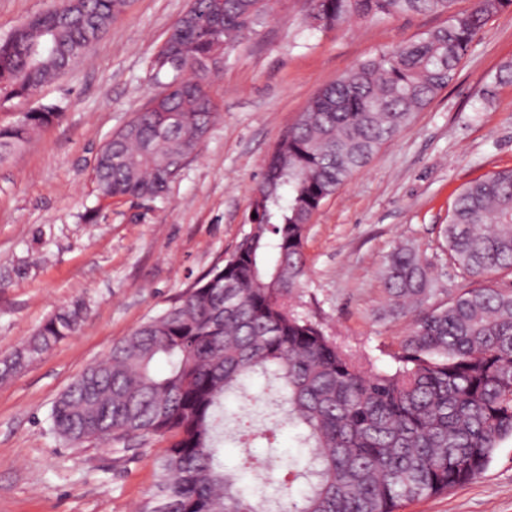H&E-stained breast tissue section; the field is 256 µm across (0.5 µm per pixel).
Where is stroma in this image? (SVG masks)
Returning a JSON list of instances; mask_svg holds the SVG:
<instances>
[{
	"label": "stroma",
	"instance_id": "1",
	"mask_svg": "<svg viewBox=\"0 0 512 512\" xmlns=\"http://www.w3.org/2000/svg\"><path fill=\"white\" fill-rule=\"evenodd\" d=\"M188 0H132L89 56L34 97L0 107V123L43 103L62 115L0 164V356L59 308L84 302L79 332L0 381V512H142L165 442L68 445L49 430L55 399L92 363L167 308L249 232V204L280 135L354 65L446 25L407 14L310 27L305 0H272L269 22L231 54L199 153L151 201L101 199L103 142L163 90L150 66ZM512 9L490 17L453 80L316 213L304 244L301 303L354 352L390 366L412 315L389 316L380 270L393 248L424 252L446 301L477 279L442 252L440 229L469 183L512 168ZM404 512H512V440L476 480Z\"/></svg>",
	"mask_w": 512,
	"mask_h": 512
}]
</instances>
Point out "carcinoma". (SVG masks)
Segmentation results:
<instances>
[{"label":"carcinoma","instance_id":"cac0c4a2","mask_svg":"<svg viewBox=\"0 0 512 512\" xmlns=\"http://www.w3.org/2000/svg\"><path fill=\"white\" fill-rule=\"evenodd\" d=\"M311 24L410 13L448 14V25L357 63L323 89L280 136L253 193L250 231L235 251L86 369L55 400L49 428L80 445L129 436L168 439L156 493L144 512H403L476 479L500 443L512 439V288L491 277L512 269V169L471 182L441 229L443 252L479 278L430 307L435 292L420 249L399 245L383 270L389 311L414 320L393 368L338 344L300 310L303 246L322 203L365 168L448 86L478 31L512 0H306ZM128 0H57L0 40V106L32 95L65 73L105 35ZM269 0H194L152 63L171 91L135 113L98 151L94 176L104 198L163 196L195 156L218 112L214 73L197 62L223 47L229 57L262 26ZM60 116L43 104L0 124V163ZM85 306L49 317L0 359V380L74 335ZM263 381L270 406L297 430L306 453L285 463L301 497L275 480L273 456L252 443L248 410L224 433V399L253 398ZM239 448L224 467V442Z\"/></svg>","mask_w":512,"mask_h":512}]
</instances>
